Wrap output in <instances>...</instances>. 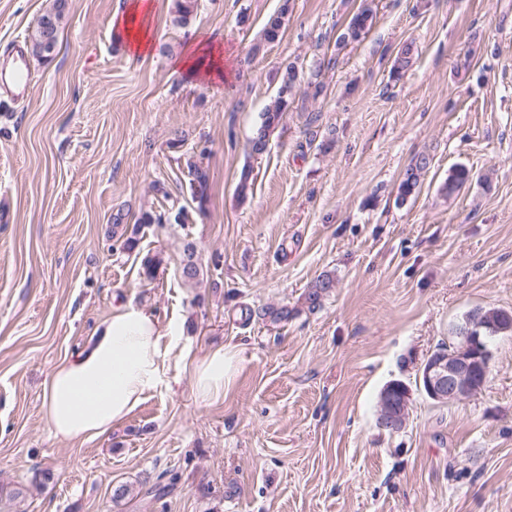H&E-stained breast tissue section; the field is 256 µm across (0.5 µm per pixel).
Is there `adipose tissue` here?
I'll return each instance as SVG.
<instances>
[{"label": "adipose tissue", "instance_id": "obj_1", "mask_svg": "<svg viewBox=\"0 0 512 512\" xmlns=\"http://www.w3.org/2000/svg\"><path fill=\"white\" fill-rule=\"evenodd\" d=\"M154 5L132 0L112 25L124 35L128 56L152 53ZM176 65L192 79L224 80V42L211 36L188 45ZM169 331L151 311L117 308L74 355L63 358L44 384L43 418L67 440L91 442L134 413L145 396L165 381ZM237 353L223 346L192 361L190 375L198 400L223 395L234 374Z\"/></svg>", "mask_w": 512, "mask_h": 512}]
</instances>
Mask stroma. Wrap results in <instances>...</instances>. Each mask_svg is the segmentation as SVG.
Returning a JSON list of instances; mask_svg holds the SVG:
<instances>
[{"label": "stroma", "mask_w": 512, "mask_h": 512, "mask_svg": "<svg viewBox=\"0 0 512 512\" xmlns=\"http://www.w3.org/2000/svg\"><path fill=\"white\" fill-rule=\"evenodd\" d=\"M126 2L69 0L54 53L27 58L29 99L0 106V512H512V335L476 395L438 404L417 387L468 312L512 310V0H198L184 28L153 0L154 49L137 59L111 26ZM51 3L0 0V53ZM363 6L368 29L342 40ZM210 35L224 83L174 63ZM289 63L297 93L251 154ZM421 155L420 188L398 202ZM194 156L211 175L202 211ZM459 166L471 180L445 197ZM322 274L334 286L308 310ZM123 304L175 328L164 385L96 441L55 436L45 382ZM268 305L294 313L242 322ZM223 345L234 378L198 401L187 364ZM393 381L411 390L395 434L377 423Z\"/></svg>", "instance_id": "1"}]
</instances>
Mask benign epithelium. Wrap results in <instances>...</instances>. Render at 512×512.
I'll use <instances>...</instances> for the list:
<instances>
[{
	"label": "benign epithelium",
	"instance_id": "benign-epithelium-1",
	"mask_svg": "<svg viewBox=\"0 0 512 512\" xmlns=\"http://www.w3.org/2000/svg\"><path fill=\"white\" fill-rule=\"evenodd\" d=\"M512 331V311L498 307L478 308L456 326L448 348L430 355L418 372V385L433 401L447 404L468 398L487 383L491 344ZM409 389L400 382L388 384L379 398L378 423L392 433L406 425Z\"/></svg>",
	"mask_w": 512,
	"mask_h": 512
}]
</instances>
